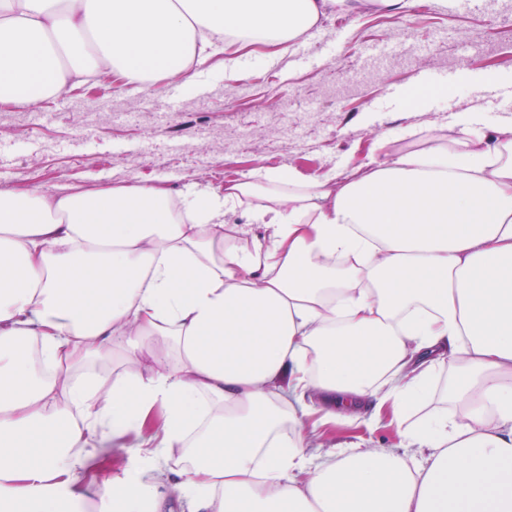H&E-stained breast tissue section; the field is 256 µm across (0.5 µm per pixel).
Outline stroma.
Masks as SVG:
<instances>
[{
    "mask_svg": "<svg viewBox=\"0 0 512 512\" xmlns=\"http://www.w3.org/2000/svg\"><path fill=\"white\" fill-rule=\"evenodd\" d=\"M489 17L452 0H413L402 13L368 2L306 33L312 64H297L289 46L272 63L271 47L252 45L238 52L246 76L234 81L218 41L174 110L164 80L134 88L118 79L91 94L74 78L63 96L0 105V191L133 181L164 185L187 202L228 180L263 183L268 172L336 177L410 149L411 128L451 126L465 108L479 115L475 131L490 134L512 122V26ZM420 70L448 79L422 84ZM380 136L386 149L376 146ZM359 439L374 448L396 441L386 422L349 412L319 436L326 447Z\"/></svg>",
    "mask_w": 512,
    "mask_h": 512,
    "instance_id": "1",
    "label": "stroma"
}]
</instances>
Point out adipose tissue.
Segmentation results:
<instances>
[{
  "label": "adipose tissue",
  "mask_w": 512,
  "mask_h": 512,
  "mask_svg": "<svg viewBox=\"0 0 512 512\" xmlns=\"http://www.w3.org/2000/svg\"><path fill=\"white\" fill-rule=\"evenodd\" d=\"M364 0H0V96L113 70L190 82L210 38L281 46ZM323 181L0 193V512H512V122ZM458 371L406 427L435 374ZM390 408L395 448L327 450L309 396ZM158 442L85 487L89 460Z\"/></svg>",
  "instance_id": "ef3b65f1"
}]
</instances>
